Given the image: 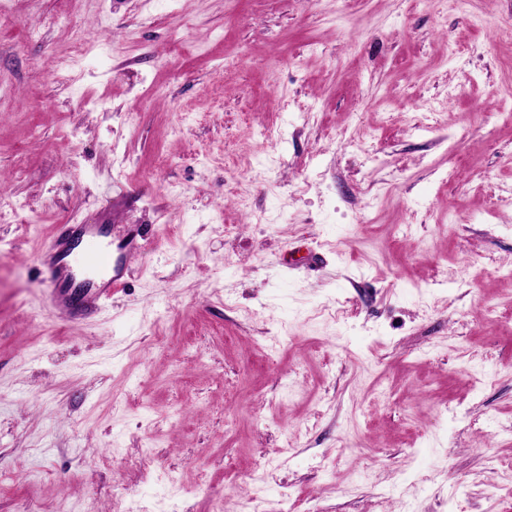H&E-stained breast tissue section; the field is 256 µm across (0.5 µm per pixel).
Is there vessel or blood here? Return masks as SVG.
Instances as JSON below:
<instances>
[{
	"instance_id": "obj_1",
	"label": "vessel or blood",
	"mask_w": 512,
	"mask_h": 512,
	"mask_svg": "<svg viewBox=\"0 0 512 512\" xmlns=\"http://www.w3.org/2000/svg\"><path fill=\"white\" fill-rule=\"evenodd\" d=\"M108 224L63 226L40 258L51 303L72 318L95 315L122 284V261L112 254Z\"/></svg>"
}]
</instances>
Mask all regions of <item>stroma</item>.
Segmentation results:
<instances>
[{
  "mask_svg": "<svg viewBox=\"0 0 512 512\" xmlns=\"http://www.w3.org/2000/svg\"><path fill=\"white\" fill-rule=\"evenodd\" d=\"M508 19L0 0V512H512ZM111 238V240H108ZM79 249L94 274L77 279L67 258ZM51 303L74 319L95 315L112 288L122 285V260L112 254V226L76 224L63 226L49 250L41 255Z\"/></svg>",
  "mask_w": 512,
  "mask_h": 512,
  "instance_id": "1",
  "label": "stroma"
}]
</instances>
